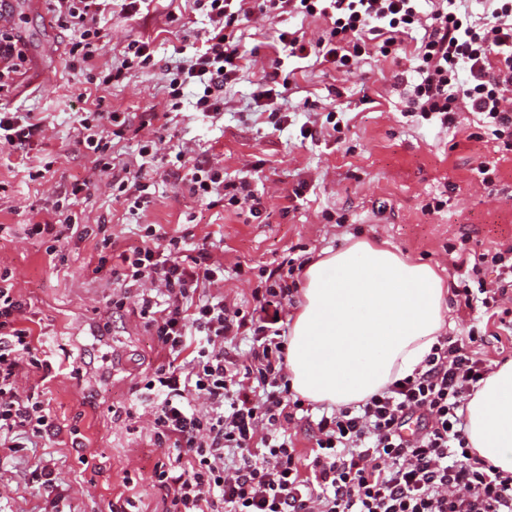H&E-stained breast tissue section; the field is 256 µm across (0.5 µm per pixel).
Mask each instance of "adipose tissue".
I'll use <instances>...</instances> for the list:
<instances>
[{
  "mask_svg": "<svg viewBox=\"0 0 512 512\" xmlns=\"http://www.w3.org/2000/svg\"><path fill=\"white\" fill-rule=\"evenodd\" d=\"M288 336L292 389L334 406L358 403L412 374L447 310L443 278L384 241L357 240L302 273ZM471 448L512 472V361L481 381L466 406Z\"/></svg>",
  "mask_w": 512,
  "mask_h": 512,
  "instance_id": "1",
  "label": "adipose tissue"
}]
</instances>
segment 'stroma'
<instances>
[{"mask_svg":"<svg viewBox=\"0 0 512 512\" xmlns=\"http://www.w3.org/2000/svg\"><path fill=\"white\" fill-rule=\"evenodd\" d=\"M51 7L50 0H0L15 17L26 53L13 89L0 95V110L30 111L45 124L43 137L25 149L0 146V268L15 273L33 332L60 363L42 383L55 435L16 452L0 447V512H45V496L31 480L45 459L67 486L71 512H108L119 497L134 498L139 512H163L152 478L163 452L152 447L146 420L124 416L139 409L134 391L160 357L134 303L113 311L120 288L111 275L87 270L101 249L97 225L126 242L138 241L148 224L209 238L213 259L224 264L225 296L241 300L257 283L256 269L277 267L288 256L314 258L351 238L387 242L431 265L449 286L453 246H512V151L480 135L475 114L459 113L449 129L412 115L413 47L395 59L366 55L348 73L301 69L295 59L282 58L295 87L284 99L264 98L262 77L276 34L299 31L314 41L328 21L257 15L241 27L246 57L220 111H196L191 88L176 110L166 111L164 73L199 46L208 27L187 0H149L134 17L116 2L98 20L102 49L90 63L95 70L122 68L128 42L153 41L150 65L123 69L102 92L112 111L132 116L152 108L161 115L152 202L145 212L127 214L112 194L111 175L94 173L78 144V118L91 109L94 87L70 67L76 34L55 25ZM173 13L180 19L172 24ZM181 149L223 166L225 183L249 181L258 215L229 204L210 208L182 192L175 159ZM483 162L496 168L493 186L482 181ZM84 179L94 187L75 196V208L89 233L48 253L47 241L25 229L50 216L56 200ZM239 265L247 274L236 275Z\"/></svg>","mask_w":512,"mask_h":512,"instance_id":"1","label":"stroma"}]
</instances>
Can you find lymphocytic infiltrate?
I'll return each mask as SVG.
<instances>
[{"label": "lymphocytic infiltrate", "instance_id": "lymphocytic-infiltrate-1", "mask_svg": "<svg viewBox=\"0 0 512 512\" xmlns=\"http://www.w3.org/2000/svg\"><path fill=\"white\" fill-rule=\"evenodd\" d=\"M52 2L57 26L79 32L73 63L88 65L101 40L96 18L112 0ZM193 2L209 28L201 47L165 78L170 107L192 86L205 114L219 110L237 79L236 32L253 12L329 19L317 40L293 32L278 40L289 57L345 71L366 53H399L403 35L421 26L418 0H260L254 11L243 0ZM488 2L487 20L478 24L463 0H436L429 25L421 26L411 104L423 120L449 128L461 112L478 114L483 129L506 144L512 142V0ZM25 61L14 25L0 26V93ZM79 124V143L96 169L110 170L108 137L119 113L99 104ZM43 132L31 113H0L1 145L23 149ZM178 157L181 188L191 198L210 207L253 200L248 181L226 188L223 167L186 151ZM79 232L66 200L27 228L29 236L55 244ZM102 242L109 254L91 263L92 274L111 268L121 288L113 309L136 295L161 355L143 388L151 399L152 445L167 451L153 470L165 512H512V473L477 456L465 432V404L489 371L476 352L485 342L478 325L464 336L437 337L421 368L382 392L308 421L315 446L304 454L289 431L304 402L290 389L281 325L297 290L287 274L302 263L259 272L246 310L217 292L224 266L212 260L208 241L190 245L149 224L140 241L120 246L107 234ZM456 268L454 295L465 308L495 309L512 293V246L460 248ZM490 268L497 274L492 284L483 278ZM26 309L12 272L0 270V446L12 451L18 436L55 430L43 391L23 384L29 374L47 378L53 370L25 325ZM242 341L249 344L245 364L237 355Z\"/></svg>", "mask_w": 512, "mask_h": 512}]
</instances>
